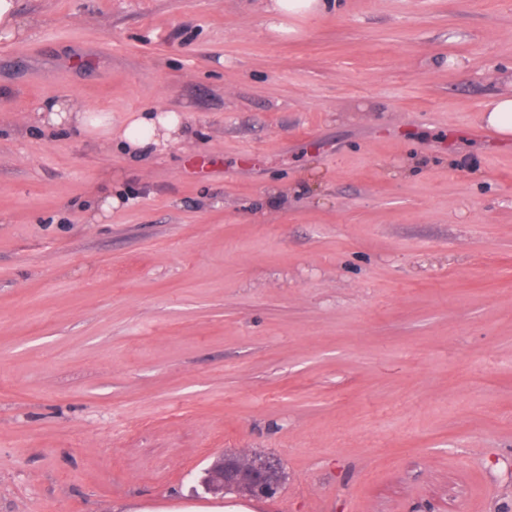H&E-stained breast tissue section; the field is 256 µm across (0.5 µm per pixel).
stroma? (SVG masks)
<instances>
[{"instance_id": "obj_1", "label": "stroma", "mask_w": 512, "mask_h": 512, "mask_svg": "<svg viewBox=\"0 0 512 512\" xmlns=\"http://www.w3.org/2000/svg\"><path fill=\"white\" fill-rule=\"evenodd\" d=\"M269 2L17 0L0 512H512V0ZM51 94L187 136L135 162ZM244 448L274 498L194 492ZM321 0H274L269 7V12L288 16L306 14L319 10ZM487 126L503 137L512 135V97L501 96L485 104Z\"/></svg>"}]
</instances>
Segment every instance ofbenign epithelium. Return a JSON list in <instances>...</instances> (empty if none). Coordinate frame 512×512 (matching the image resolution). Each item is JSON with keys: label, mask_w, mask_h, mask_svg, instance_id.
<instances>
[{"label": "benign epithelium", "mask_w": 512, "mask_h": 512, "mask_svg": "<svg viewBox=\"0 0 512 512\" xmlns=\"http://www.w3.org/2000/svg\"><path fill=\"white\" fill-rule=\"evenodd\" d=\"M281 471L277 458H264L252 464L240 456L217 457L201 472L199 485L219 495L228 491L247 493L254 498H272L277 494Z\"/></svg>", "instance_id": "1"}]
</instances>
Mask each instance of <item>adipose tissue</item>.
Here are the masks:
<instances>
[{
  "instance_id": "ef3b65f1",
  "label": "adipose tissue",
  "mask_w": 512,
  "mask_h": 512,
  "mask_svg": "<svg viewBox=\"0 0 512 512\" xmlns=\"http://www.w3.org/2000/svg\"><path fill=\"white\" fill-rule=\"evenodd\" d=\"M38 120L46 126H72L92 134L116 136L127 155L140 159L162 152L170 143L184 136L183 115L157 107L130 113L120 128H113L111 113L82 108L73 100L52 96L45 98L37 111Z\"/></svg>"
}]
</instances>
